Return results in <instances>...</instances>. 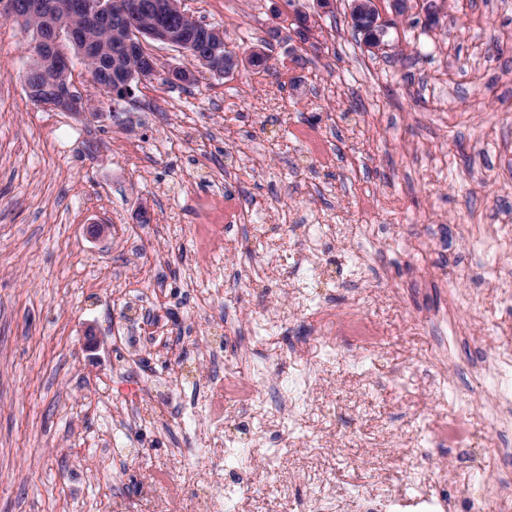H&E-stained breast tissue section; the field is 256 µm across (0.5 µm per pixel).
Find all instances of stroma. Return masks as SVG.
I'll return each instance as SVG.
<instances>
[{
	"label": "stroma",
	"instance_id": "35a3bbf8",
	"mask_svg": "<svg viewBox=\"0 0 512 512\" xmlns=\"http://www.w3.org/2000/svg\"><path fill=\"white\" fill-rule=\"evenodd\" d=\"M235 2L228 20L184 0L239 55L229 76L156 78L115 107L73 58L93 119L27 98L33 33L0 20V512H201L217 457L284 425L224 512H303L314 495L362 512L386 494L387 512H469L486 489L512 506L483 409L512 393V0H378L375 52L350 0ZM225 203L247 225L198 250L191 225ZM304 224L336 234L301 302ZM242 346L243 371L308 376L309 402L290 418L272 391L246 413L228 402L210 429L208 354ZM486 355L496 368L461 394L454 376ZM414 448L433 458L421 479Z\"/></svg>",
	"mask_w": 512,
	"mask_h": 512
}]
</instances>
